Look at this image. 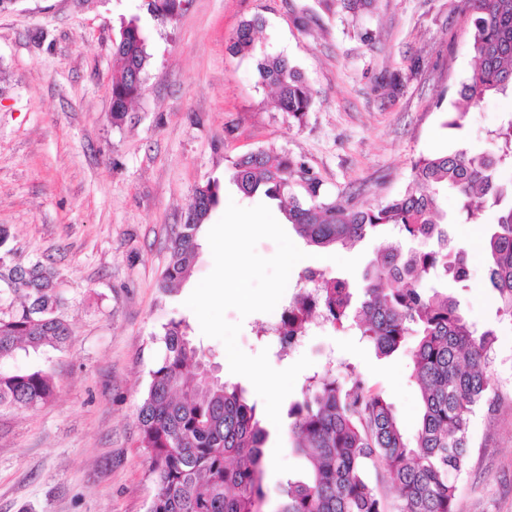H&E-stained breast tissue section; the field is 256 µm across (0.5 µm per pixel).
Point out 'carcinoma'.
<instances>
[{"label": "carcinoma", "instance_id": "obj_1", "mask_svg": "<svg viewBox=\"0 0 512 512\" xmlns=\"http://www.w3.org/2000/svg\"><path fill=\"white\" fill-rule=\"evenodd\" d=\"M352 18L374 0H321ZM183 0H151L148 11L172 20ZM471 23L474 66L457 90L455 111L445 126H462L468 110L493 94L512 93V0H463ZM260 18L241 23L229 50L250 54L259 83L275 89L277 107L301 123L313 104V90L302 73L281 54L257 51ZM149 55L146 36L133 17L122 24L114 45L112 124L124 120L138 97ZM493 152L461 149L421 156L411 166L405 192L373 208L358 209L351 197L329 199L322 181L306 165L274 147H259L233 162V180L246 196L262 193L287 203L288 223L318 249L352 246L382 226L400 238L378 249L356 291L349 279L328 277L307 268L301 279L318 292L290 301L282 312L287 350L302 335L320 307L334 325L353 321L362 339L380 356L408 353L411 378L422 399L417 429L410 434L383 394L359 378L335 375L309 378L303 398L288 408V432L308 473L280 488L277 512H458L457 481L463 471L470 426L476 409L493 404L488 376L495 334L478 331L463 315L460 302L438 288L440 281L461 283L467 259L448 240V219L441 195L457 192L466 221L497 208V223L484 240L487 277L501 309L512 317V119L496 133ZM220 184L207 181L194 189L193 203L177 226L162 287L187 278L199 248L198 234L220 202ZM10 228L0 225V361L21 344L64 348L70 332L59 316L65 303L63 279L51 264L14 261ZM186 320L162 325L160 362L149 371L138 408L137 447L149 463L157 492L149 512H264L263 448L268 432L239 385L225 381L205 351L188 334ZM55 391L44 371H0V406L33 408ZM384 462L383 482L397 492L394 510L368 476L369 465Z\"/></svg>", "mask_w": 512, "mask_h": 512}]
</instances>
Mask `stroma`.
<instances>
[{"instance_id": "35a3bbf8", "label": "stroma", "mask_w": 512, "mask_h": 512, "mask_svg": "<svg viewBox=\"0 0 512 512\" xmlns=\"http://www.w3.org/2000/svg\"><path fill=\"white\" fill-rule=\"evenodd\" d=\"M134 16L149 59L143 91L116 126L113 43ZM256 16L258 48L288 56L314 91L304 122L276 108L252 58L228 50L238 26ZM472 64L460 0H376L356 19L319 0H184L166 22L147 0H18L0 10V224L11 228L16 262L39 258L61 272L60 315L71 331L64 349H20L7 362L49 372L56 393L33 409L0 407V512H148L156 490L136 446L137 408L161 355L154 336L169 318L185 319L220 376L258 402L252 383L225 365L224 344L204 336L185 305L213 268L207 232L191 276L171 292L159 287L196 185L221 184L208 225L232 202L264 203L282 218L276 201L243 196L231 179L234 160L272 145L313 167L330 196L380 205L405 192L420 156L493 150L492 131L512 117L511 96L487 98L462 127L444 125ZM444 208L451 244L468 256L466 285L448 291L497 337L490 383L499 399L473 419L458 510L512 512V317L498 310L482 252L495 213L466 223L452 192ZM279 316L226 313L241 325L246 354L267 352L278 370L311 359L291 400L310 376H357L394 404L404 427L417 426L421 395L407 354L377 357L354 329L316 312L282 357L265 331ZM268 431L265 512H277V488L306 463L287 428Z\"/></svg>"}]
</instances>
